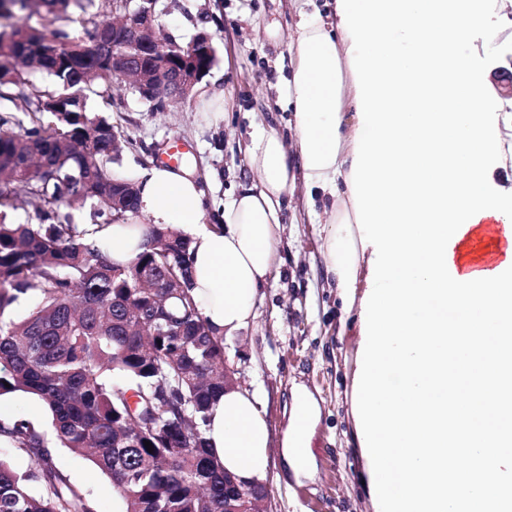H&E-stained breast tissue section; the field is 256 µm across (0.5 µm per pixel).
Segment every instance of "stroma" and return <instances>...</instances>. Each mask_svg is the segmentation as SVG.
Wrapping results in <instances>:
<instances>
[{"instance_id":"1","label":"stroma","mask_w":512,"mask_h":512,"mask_svg":"<svg viewBox=\"0 0 512 512\" xmlns=\"http://www.w3.org/2000/svg\"><path fill=\"white\" fill-rule=\"evenodd\" d=\"M299 0H158L164 34L187 44L199 29L214 36L216 62L193 100L165 112L150 111L128 83H116L111 111L101 99L91 111L122 124L128 141L115 165L128 177L166 157L171 146L189 148L187 166L208 198L228 201L253 179L245 148L256 125L285 127L278 67L299 19ZM113 103V104H114ZM282 263L262 288L249 326L225 338L224 354L242 387L262 402L273 434L288 422L291 390L319 391L323 418L311 443L316 467L295 479L272 452L264 512H375L358 449L349 447L352 369L358 339L340 335L336 291L324 287L318 228L303 207L289 209L281 232ZM58 467L89 495L96 512H120L109 478L66 448L54 451Z\"/></svg>"}]
</instances>
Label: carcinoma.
<instances>
[{
	"mask_svg": "<svg viewBox=\"0 0 512 512\" xmlns=\"http://www.w3.org/2000/svg\"><path fill=\"white\" fill-rule=\"evenodd\" d=\"M40 3L0 30V396L37 398L52 434L22 415L0 422L11 447L36 457L29 472L0 458V512H93L51 446L83 454L109 477L120 512H228L238 494L211 465L203 436L224 393V342L210 336L191 293L185 236L150 225L157 246L115 275L108 256L84 244L137 209L136 181L113 169L112 133L124 132L87 103L114 106L112 57L136 55L152 67L146 14L156 3L131 10L141 27L134 41L112 34L96 0ZM28 7L0 0V18ZM208 34L200 29L183 59L207 74L216 61ZM23 58L48 84L30 79ZM78 201L93 206L88 224L66 212ZM27 206L32 221H8ZM142 270L160 287H135ZM24 301L33 302L29 313L9 319ZM130 301L146 310L163 301L172 322L145 336L127 316Z\"/></svg>",
	"mask_w": 512,
	"mask_h": 512,
	"instance_id": "obj_1",
	"label": "carcinoma"
}]
</instances>
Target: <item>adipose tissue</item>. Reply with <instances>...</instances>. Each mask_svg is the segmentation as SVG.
<instances>
[{"mask_svg": "<svg viewBox=\"0 0 512 512\" xmlns=\"http://www.w3.org/2000/svg\"><path fill=\"white\" fill-rule=\"evenodd\" d=\"M334 0L300 12L288 46L290 74L283 107L291 111L289 136L260 125L250 135L247 165L253 183L225 205L221 225L207 227L204 192L186 166L154 165L139 176L136 214L106 226L93 244L124 265L143 252L148 224H176L189 240L192 294L217 337L246 328L260 289L280 265L278 232L283 204L299 199L320 212V257L327 287L344 314L360 311L371 251L363 250L351 197L354 139L359 127L356 87ZM292 410L280 441H273L256 395L238 387L212 404L204 438L216 466L247 485L268 478L270 448L278 446L295 476L309 475V452L323 408L305 385L292 389Z\"/></svg>", "mask_w": 512, "mask_h": 512, "instance_id": "obj_1", "label": "adipose tissue"}]
</instances>
